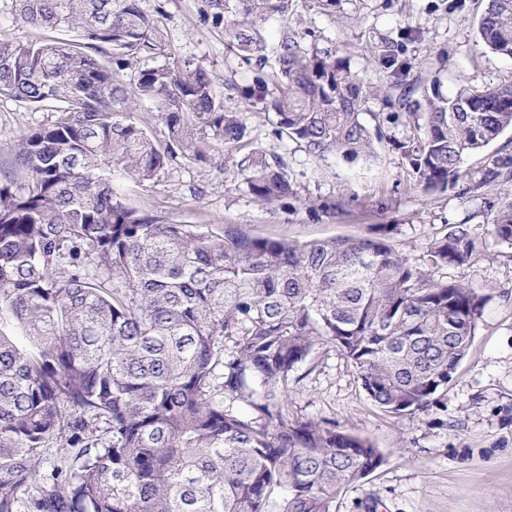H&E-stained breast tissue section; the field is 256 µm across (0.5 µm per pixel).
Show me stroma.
I'll return each instance as SVG.
<instances>
[{
  "label": "stroma",
  "instance_id": "obj_1",
  "mask_svg": "<svg viewBox=\"0 0 512 512\" xmlns=\"http://www.w3.org/2000/svg\"><path fill=\"white\" fill-rule=\"evenodd\" d=\"M487 0H293L286 18L270 20L268 41L295 34L306 50L343 58L371 92L365 121L389 112L402 87L384 56L397 50L407 84L439 79L445 94L461 82H512V58L487 50L477 23ZM164 34L160 53L144 58L154 67L188 60L212 77L224 104L242 110L251 129L250 148L281 154L297 195L287 206H266L247 190L223 146L204 162L176 156L146 186L120 180L126 204L204 231L237 224L256 237L290 241L369 238L390 225L386 240L411 263L427 265L430 244L455 224L477 237L467 265L434 270L436 280L458 281L487 297L474 341L443 398L429 415L398 418L373 405L350 362L322 355L315 369L300 367L290 381L288 403L300 417H323L366 438L385 456L364 481L340 492L336 512H512V247L499 243L492 224L512 201V180L484 183L485 174L512 158V130L465 163L466 175L444 193L428 194L391 138L375 145L373 158L323 161L292 140H277L260 107L226 90L225 79L246 83L252 68L227 52L224 29L203 0H140ZM57 113L0 96V146L57 121Z\"/></svg>",
  "mask_w": 512,
  "mask_h": 512
}]
</instances>
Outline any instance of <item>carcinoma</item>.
Segmentation results:
<instances>
[{
    "label": "carcinoma",
    "instance_id": "obj_1",
    "mask_svg": "<svg viewBox=\"0 0 512 512\" xmlns=\"http://www.w3.org/2000/svg\"><path fill=\"white\" fill-rule=\"evenodd\" d=\"M15 2L22 21L73 36L0 41V96L60 113L0 168V512H335L385 459L335 421L291 412V375L337 351L382 411L438 409L485 296L432 269L469 262L473 227L433 242L426 270L382 237L294 243L132 208L119 179L150 184L179 152L206 159L207 134L257 201L285 205L295 189L281 155L244 151L243 113L205 70L137 66L163 46L140 0ZM291 2L205 0L227 49L256 61L230 87L313 159H367L385 134L363 120L365 82L286 33L268 47L263 24ZM477 31L512 57V0H488ZM143 99L164 144L135 116ZM398 106L377 120L408 131L392 143L427 192L512 128V84L450 96L432 84ZM492 234L512 246V204Z\"/></svg>",
    "mask_w": 512,
    "mask_h": 512
}]
</instances>
